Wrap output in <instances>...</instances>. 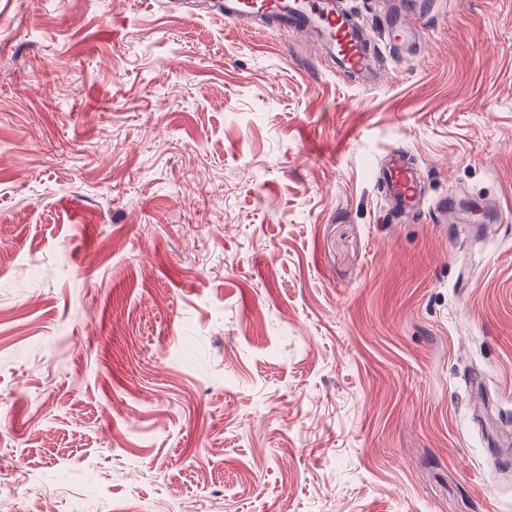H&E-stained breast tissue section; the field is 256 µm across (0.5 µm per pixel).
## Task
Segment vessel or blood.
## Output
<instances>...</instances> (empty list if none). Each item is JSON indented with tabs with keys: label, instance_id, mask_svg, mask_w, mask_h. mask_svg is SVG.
<instances>
[{
	"label": "vessel or blood",
	"instance_id": "1",
	"mask_svg": "<svg viewBox=\"0 0 512 512\" xmlns=\"http://www.w3.org/2000/svg\"><path fill=\"white\" fill-rule=\"evenodd\" d=\"M421 16V11L412 7L384 15L385 35L394 53H406L416 47ZM224 20L230 24L277 21L283 28L312 36L315 44L331 57L338 74L364 86L379 81L372 44L341 0H224ZM377 182L393 211L418 212L424 182L404 145H393L383 156Z\"/></svg>",
	"mask_w": 512,
	"mask_h": 512
}]
</instances>
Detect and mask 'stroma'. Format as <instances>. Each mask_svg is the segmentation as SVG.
I'll list each match as a JSON object with an SVG mask.
<instances>
[{"label":"stroma","mask_w":512,"mask_h":512,"mask_svg":"<svg viewBox=\"0 0 512 512\" xmlns=\"http://www.w3.org/2000/svg\"><path fill=\"white\" fill-rule=\"evenodd\" d=\"M359 87L212 0H0L14 512H512V0ZM449 225L388 211L387 149Z\"/></svg>","instance_id":"obj_1"}]
</instances>
